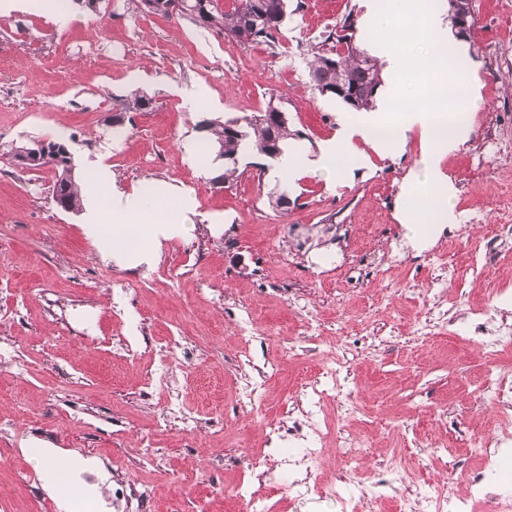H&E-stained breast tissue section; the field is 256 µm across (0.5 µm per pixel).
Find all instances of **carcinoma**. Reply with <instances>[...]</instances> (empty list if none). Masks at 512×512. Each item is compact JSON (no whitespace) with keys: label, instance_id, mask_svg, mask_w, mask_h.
I'll return each instance as SVG.
<instances>
[{"label":"carcinoma","instance_id":"cac0c4a2","mask_svg":"<svg viewBox=\"0 0 512 512\" xmlns=\"http://www.w3.org/2000/svg\"><path fill=\"white\" fill-rule=\"evenodd\" d=\"M134 9L146 13L187 17L196 26L216 30L236 40L241 45L258 42H275L281 27L288 17V0H233L232 5L218 7L214 0H207L208 10L201 12L192 7H183V0H131ZM355 25L351 16L340 23L334 46L312 53L308 76L314 89L320 94L334 95L353 110L368 111L375 107V97L383 82V65L361 48L355 38ZM154 108V99L141 93H134L122 103L123 112H146ZM281 109L268 106L257 116H243L227 120H205L198 129L206 133L217 148V156L224 158V173L214 182L224 185L236 181L241 173L236 166L237 157L248 146L270 160L282 154V144L296 133L289 128L288 121L280 120ZM56 159L50 166L27 164V170L48 168L54 172L52 200L64 211L77 212L81 209L80 184L72 175L73 166L68 163L67 147L55 143Z\"/></svg>","mask_w":512,"mask_h":512}]
</instances>
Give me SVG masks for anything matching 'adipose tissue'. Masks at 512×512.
<instances>
[{
  "label": "adipose tissue",
  "instance_id": "ef3b65f1",
  "mask_svg": "<svg viewBox=\"0 0 512 512\" xmlns=\"http://www.w3.org/2000/svg\"><path fill=\"white\" fill-rule=\"evenodd\" d=\"M405 9L412 17L410 28L395 30L379 42L389 69L401 71L400 46L411 40L436 45L438 56L461 57L451 31L441 24L435 0H407ZM432 65L427 58L419 62L429 80L426 97L407 99L395 90L384 112L341 117L335 137L320 148L317 156H310L297 144H288L269 172L271 180L287 183L303 172L313 171L335 182L340 166L355 168L363 162L354 140L393 154L402 149L408 132L416 129L429 150L418 174L404 190L410 205L402 212L401 221L417 244L433 225L453 223L455 188L443 173L441 162L469 136L475 93L470 90L465 96L452 97L447 72L433 70ZM81 190L85 235L104 258L132 268L154 266L164 242L185 238L197 208L196 193L188 187L168 192L147 180L130 191L118 190L112 184L110 165L100 160L92 163Z\"/></svg>",
  "mask_w": 512,
  "mask_h": 512
}]
</instances>
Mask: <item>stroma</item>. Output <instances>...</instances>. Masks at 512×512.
Wrapping results in <instances>:
<instances>
[{"mask_svg":"<svg viewBox=\"0 0 512 512\" xmlns=\"http://www.w3.org/2000/svg\"><path fill=\"white\" fill-rule=\"evenodd\" d=\"M401 0H288L285 45L243 46L189 18L133 10L130 0L75 8L60 29L44 15H0V512H61L44 488L40 451L68 462L70 512H124L122 481L156 512H234L235 486L266 445L264 422L305 419L301 387L327 358L344 356L341 382L357 413L337 418L349 439L367 438V460L347 493H368L391 445L412 457L409 477L462 489L485 431L512 432V415L479 409L474 392L492 363L477 348L464 307H491L488 330L512 322V245L481 273L485 227L512 221V0H472L465 59L448 69L461 88L481 84L469 139L446 157L457 187L456 220L412 247L398 220L403 186L424 145L410 134L395 156L368 152L334 187L318 173L283 186L260 178L268 161L239 156L240 178L213 184L184 145L199 122L280 104L310 152L336 129L340 99L310 84L306 62L345 15L371 49L366 11L404 23ZM144 82L129 80L132 72ZM204 86L192 105L177 90ZM150 112H129L113 139L106 119L133 92ZM60 138L76 174L107 156L121 188L152 179L191 187L198 207L185 238L164 245L152 268L102 260L76 212L52 200L53 173L17 168L12 144ZM287 193V211L269 194ZM223 216L221 228L212 225ZM443 287H434L435 279ZM257 383L263 422L237 402ZM443 444L454 464L432 455ZM274 512H345L321 489L282 491Z\"/></svg>","mask_w":512,"mask_h":512,"instance_id":"1","label":"stroma"}]
</instances>
